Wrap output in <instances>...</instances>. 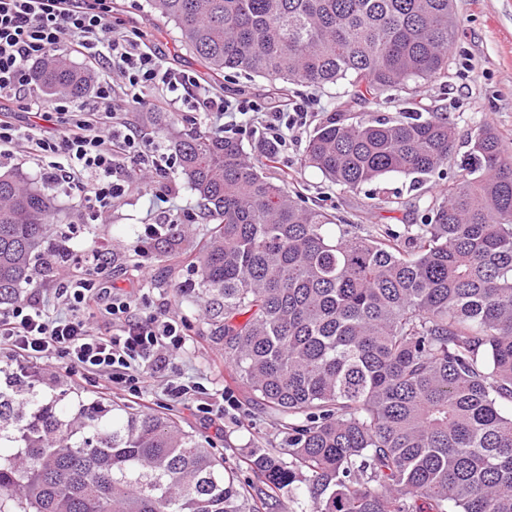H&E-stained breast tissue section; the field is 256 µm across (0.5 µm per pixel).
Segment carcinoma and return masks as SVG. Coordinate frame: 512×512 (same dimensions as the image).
Returning a JSON list of instances; mask_svg holds the SVG:
<instances>
[{
  "instance_id": "obj_1",
  "label": "carcinoma",
  "mask_w": 512,
  "mask_h": 512,
  "mask_svg": "<svg viewBox=\"0 0 512 512\" xmlns=\"http://www.w3.org/2000/svg\"><path fill=\"white\" fill-rule=\"evenodd\" d=\"M214 73L350 90L310 135L304 164L356 190L421 182L456 147L419 84L448 76L454 0H147ZM47 98L94 73L68 53L35 67ZM400 103L389 119L368 103ZM212 225L184 286L284 448L246 458L253 502L224 459L173 418L0 369V512H266L299 490L310 512H512V152L477 125L464 174L423 224L336 230L242 142L151 117ZM54 196L0 170V305L47 269Z\"/></svg>"
}]
</instances>
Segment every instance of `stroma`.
<instances>
[{
    "label": "stroma",
    "mask_w": 512,
    "mask_h": 512,
    "mask_svg": "<svg viewBox=\"0 0 512 512\" xmlns=\"http://www.w3.org/2000/svg\"><path fill=\"white\" fill-rule=\"evenodd\" d=\"M458 36L450 56L446 78L421 84L417 95L423 104L441 108L457 127V147L438 174L420 187L410 177L390 175L350 191L328 180L317 169L304 166L309 129L296 132L287 152L268 176L288 175L301 191L306 205L323 206L334 213L344 227L360 235L380 232L384 227L402 229L422 223L429 206L440 196L449 180L462 173L468 140L475 125L486 123L512 149V0H456ZM112 15L127 28L144 36L146 45L178 70L203 80L213 74L179 42L173 23L150 16L147 6L136 0H112ZM221 85L226 95L274 102L278 97L301 103L312 101L314 121L332 112L343 86L324 88L289 85L279 91L276 83L245 73H225ZM177 193L178 204L193 219L184 223L177 238L179 249L169 250L164 239L153 241L148 254L139 250L138 233L147 220V203L129 195L112 209L104 224L87 223L80 199L65 191L57 193L52 216L53 240L73 252L88 253L101 244L111 246L115 261L108 278L118 288L144 289L151 310H166L187 324V343L177 360L183 382H198L209 392L223 391L224 420L211 421L197 411L196 401L176 403L164 390V381L152 378L148 393L152 411L178 418L186 430L222 455L227 468L237 470L243 483L259 489L260 484L242 461L260 448L282 447L285 436L270 417L251 406L241 384L231 376L224 360V348L215 342L206 321L205 300L198 294H182L178 288L193 277L194 251L208 234L199 217L196 198L179 170L165 180Z\"/></svg>",
    "instance_id": "35a3bbf8"
}]
</instances>
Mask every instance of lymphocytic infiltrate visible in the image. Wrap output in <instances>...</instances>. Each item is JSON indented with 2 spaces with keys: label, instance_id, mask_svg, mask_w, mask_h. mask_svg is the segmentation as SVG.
<instances>
[{
  "label": "lymphocytic infiltrate",
  "instance_id": "f902f5d3",
  "mask_svg": "<svg viewBox=\"0 0 512 512\" xmlns=\"http://www.w3.org/2000/svg\"><path fill=\"white\" fill-rule=\"evenodd\" d=\"M67 50L119 70L121 89L103 79L85 98L48 102L35 95L34 64ZM151 103L205 113L212 131L231 138L259 134L278 150L310 117L300 104L264 107L227 99L217 86L165 67L137 33L113 21L107 0H0V158L28 144L48 159L47 181L78 194L93 222L105 221L129 193L148 196L153 220L140 239L145 247L182 221L174 197L152 192L139 178L144 171L166 177L176 165L129 119L131 109ZM114 259L109 246H99L82 276L31 289L22 302L1 309L0 349L29 364L61 361L69 374H100L110 385L143 395L147 377L167 371L182 352L186 325L143 311L113 291L102 272ZM49 296L56 312L45 308Z\"/></svg>",
  "mask_w": 512,
  "mask_h": 512
}]
</instances>
